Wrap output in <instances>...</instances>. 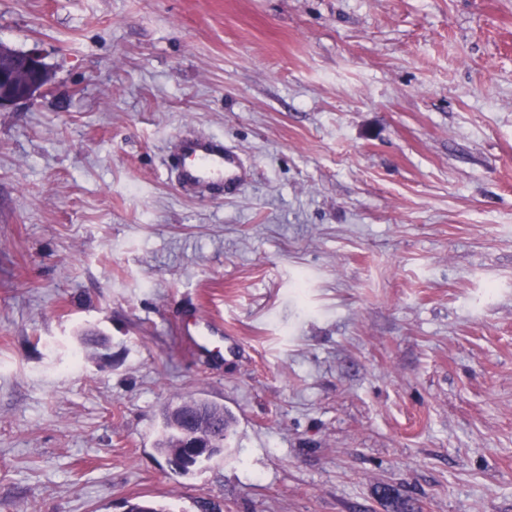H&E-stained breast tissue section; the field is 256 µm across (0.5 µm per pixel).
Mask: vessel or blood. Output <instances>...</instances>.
I'll list each match as a JSON object with an SVG mask.
<instances>
[{"label": "vessel or blood", "mask_w": 512, "mask_h": 512, "mask_svg": "<svg viewBox=\"0 0 512 512\" xmlns=\"http://www.w3.org/2000/svg\"><path fill=\"white\" fill-rule=\"evenodd\" d=\"M178 184L188 191L223 188L225 195H233L239 186L241 165L238 157L225 149L222 140L212 136L185 135L179 138L177 148L168 158ZM224 326L213 319L191 316L179 329L190 348L206 347L209 337L222 335Z\"/></svg>", "instance_id": "1"}]
</instances>
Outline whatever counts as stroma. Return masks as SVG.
<instances>
[{"instance_id": "1", "label": "stroma", "mask_w": 512, "mask_h": 512, "mask_svg": "<svg viewBox=\"0 0 512 512\" xmlns=\"http://www.w3.org/2000/svg\"><path fill=\"white\" fill-rule=\"evenodd\" d=\"M0 43L54 77L0 112V512H512V0H0ZM195 161L187 165L186 159ZM169 167L178 184L187 191L211 190L224 186V195H233L239 186V158L224 149V142L213 136L185 135L169 155ZM181 336L187 340L191 350L206 348L208 336L224 335V325L213 319H203L193 315L183 322L179 329ZM200 403H203L206 405V411L208 416L213 421V432L215 436L217 437L218 441V449L216 450L215 455L216 457L220 455L224 451V436L227 437L228 432L232 426L233 418L228 413L224 412V407L210 403L207 401H201ZM217 416V417H216ZM216 419V421H215ZM215 422V423H214ZM225 427V431H224ZM179 403L169 404L162 414V432L157 441L156 449L166 458V460L167 455H169L182 435V426L178 418V409L174 410V408H172ZM192 426L194 423H190ZM188 430L181 444L170 455L171 466L189 462L193 458L206 457L213 455L216 442L204 431L192 426Z\"/></svg>"}]
</instances>
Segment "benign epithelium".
I'll return each instance as SVG.
<instances>
[{
    "instance_id": "obj_1",
    "label": "benign epithelium",
    "mask_w": 512,
    "mask_h": 512,
    "mask_svg": "<svg viewBox=\"0 0 512 512\" xmlns=\"http://www.w3.org/2000/svg\"><path fill=\"white\" fill-rule=\"evenodd\" d=\"M51 73L37 50L12 52L0 45V112L32 103L49 90ZM216 442L195 427L186 432L170 455L171 463L183 464L213 454Z\"/></svg>"
}]
</instances>
